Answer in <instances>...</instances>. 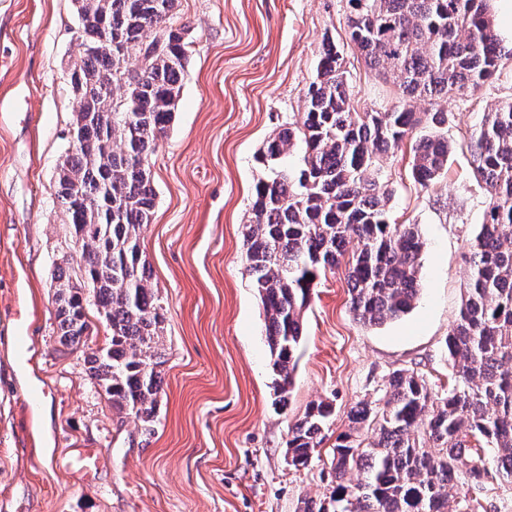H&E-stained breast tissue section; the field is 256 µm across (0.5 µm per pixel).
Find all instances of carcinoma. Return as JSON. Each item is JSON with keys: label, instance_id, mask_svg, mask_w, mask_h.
Listing matches in <instances>:
<instances>
[{"label": "carcinoma", "instance_id": "obj_1", "mask_svg": "<svg viewBox=\"0 0 512 512\" xmlns=\"http://www.w3.org/2000/svg\"><path fill=\"white\" fill-rule=\"evenodd\" d=\"M349 4V39L392 84L396 102L385 112L356 111L345 72L336 71V45L326 41L301 123L270 137L259 153L268 166L300 143L304 166L297 177L274 170L259 179L243 232L281 401L302 312L327 271L345 264L350 311L364 324L412 309L423 242L417 225L392 222L382 158L416 129H430L412 146L414 181L429 186L451 153L438 133L448 119L440 101L482 87L505 56L491 0ZM176 7L177 0H83V49L69 72L81 142L67 149L56 191L81 256L55 277L60 342L78 348L96 328L88 314L95 307L106 336L85 356L87 380L146 437L158 421L167 310L139 242L156 203L149 160L172 121L188 57ZM138 62L142 73L130 75ZM468 148L489 200L469 242L464 297L446 341L454 384L439 395L424 375L393 371L382 398L349 410L348 429L332 449L334 484L303 512H453L449 489L461 476L477 487H512V97L484 113ZM351 239L357 250L344 263ZM80 277L93 285L85 298L72 288ZM334 413L332 403L316 401L289 428L294 467L308 465Z\"/></svg>", "mask_w": 512, "mask_h": 512}]
</instances>
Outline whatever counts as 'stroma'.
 Segmentation results:
<instances>
[{"label": "stroma", "mask_w": 512, "mask_h": 512, "mask_svg": "<svg viewBox=\"0 0 512 512\" xmlns=\"http://www.w3.org/2000/svg\"><path fill=\"white\" fill-rule=\"evenodd\" d=\"M349 11L348 0H178L188 58L150 160L157 198L140 236L168 309L159 417L146 439L85 377L83 353L103 345L104 332L72 350L54 318L57 268L79 259L54 196L74 119L75 6L0 0V512H299L330 488L331 448L350 408L378 399L389 373L418 371L433 391L447 389L446 338L487 207L467 142L483 113L512 96V55L477 91L441 101L454 150L429 187L411 176L409 146L383 159L390 214L417 225L424 243L412 309L382 325L359 322L336 267L303 312L287 403L275 394L243 227L256 182L270 174L259 150L300 121L326 39L345 60L357 111L395 102L350 42ZM32 387L44 391L33 410L23 400ZM318 399L332 401L336 417L298 470L287 461L288 428ZM82 449L98 457L96 469H80ZM452 493L471 495L469 512H512V488L495 482L470 490L459 481Z\"/></svg>", "instance_id": "35a3bbf8"}]
</instances>
